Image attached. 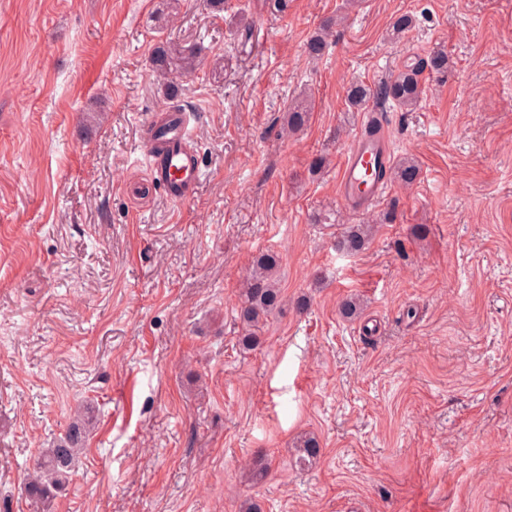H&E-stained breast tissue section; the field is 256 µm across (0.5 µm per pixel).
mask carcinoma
<instances>
[{"label": "carcinoma", "mask_w": 512, "mask_h": 512, "mask_svg": "<svg viewBox=\"0 0 512 512\" xmlns=\"http://www.w3.org/2000/svg\"><path fill=\"white\" fill-rule=\"evenodd\" d=\"M330 33L329 25H323L306 43V50L313 57L324 54ZM198 56L194 49H185L168 43L157 46L150 64L153 72L163 80L167 95H177L179 87L169 81L175 71L184 74L191 72L197 65ZM437 73L448 72V53L440 50L434 52L427 60L406 65L391 79L385 81L380 90L384 101L407 112L416 109L422 99L424 86L421 74L425 68ZM375 91L363 83H354L348 91L351 105L357 109L363 107L373 97ZM308 120V110L302 104L288 109L285 117L286 130L290 133L299 131ZM420 174L419 167L411 159L402 161L389 169V176L399 179L402 183H414ZM370 235V228L365 224H354L349 227L340 241V247L349 252H359L365 248ZM281 256L275 251H265L254 261L244 278L238 316L247 333L241 338V345L247 351L261 347L262 341L255 327L264 321L283 301L282 292L278 287V271ZM85 427L76 420L64 436L58 438L51 447L39 452L33 470L28 474L26 491L35 501L48 502L52 492L63 486L70 472L76 466L80 456V446L85 438Z\"/></svg>", "instance_id": "carcinoma-1"}]
</instances>
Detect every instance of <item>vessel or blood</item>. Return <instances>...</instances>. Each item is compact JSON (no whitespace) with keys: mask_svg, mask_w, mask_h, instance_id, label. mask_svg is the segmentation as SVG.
<instances>
[{"mask_svg":"<svg viewBox=\"0 0 512 512\" xmlns=\"http://www.w3.org/2000/svg\"><path fill=\"white\" fill-rule=\"evenodd\" d=\"M196 117L191 112H171L141 140L149 159V181L174 202L190 198L202 172L193 147ZM390 149L378 135L361 131L347 150L337 180L338 194L347 208L361 211L384 194V180L374 178V168H387Z\"/></svg>","mask_w":512,"mask_h":512,"instance_id":"b4317fda","label":"vessel or blood"}]
</instances>
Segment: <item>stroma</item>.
<instances>
[{
	"label": "stroma",
	"mask_w": 512,
	"mask_h": 512,
	"mask_svg": "<svg viewBox=\"0 0 512 512\" xmlns=\"http://www.w3.org/2000/svg\"><path fill=\"white\" fill-rule=\"evenodd\" d=\"M162 42L201 49L174 100ZM440 48L415 111L350 107L351 83ZM173 103L200 184L132 196ZM368 113L421 173L354 213L336 184ZM352 224L372 227L358 253ZM269 249L289 304L246 352L241 280ZM82 403L52 512H512V0H0V512H35L24 475ZM304 436L320 451L299 467ZM369 235V226L365 224L351 225L339 242L340 247L349 252H360L365 248Z\"/></svg>",
	"instance_id": "35a3bbf8"
}]
</instances>
